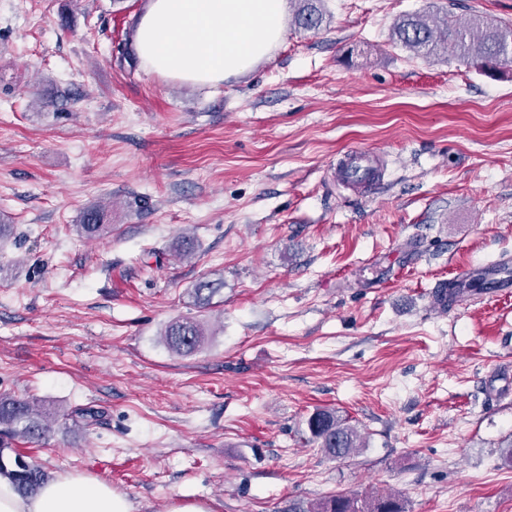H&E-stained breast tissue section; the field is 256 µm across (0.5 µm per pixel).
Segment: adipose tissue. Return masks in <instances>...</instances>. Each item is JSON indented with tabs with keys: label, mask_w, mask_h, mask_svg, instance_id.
I'll return each instance as SVG.
<instances>
[{
	"label": "adipose tissue",
	"mask_w": 512,
	"mask_h": 512,
	"mask_svg": "<svg viewBox=\"0 0 512 512\" xmlns=\"http://www.w3.org/2000/svg\"><path fill=\"white\" fill-rule=\"evenodd\" d=\"M285 0H151L135 50L146 73L214 86L250 70L285 37ZM109 484L79 473L20 495L0 479V512H132Z\"/></svg>",
	"instance_id": "ef3b65f1"
}]
</instances>
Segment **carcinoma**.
Returning <instances> with one entry per match:
<instances>
[{
	"label": "carcinoma",
	"mask_w": 512,
	"mask_h": 512,
	"mask_svg": "<svg viewBox=\"0 0 512 512\" xmlns=\"http://www.w3.org/2000/svg\"><path fill=\"white\" fill-rule=\"evenodd\" d=\"M324 13L323 0H296L294 23L304 31L315 33L322 26ZM391 32L397 42L418 57L452 56L481 71H495L512 64V26L499 25L481 16L460 21L448 11L441 16L415 13L398 19ZM107 212V207L101 204L86 209L76 225L77 231L86 236L106 232ZM222 288L221 278L199 281L194 286L198 306L209 307L213 296ZM164 340L172 352L186 356L204 343L205 329L198 320H177L166 326ZM51 427L52 419L37 401L0 393V435L33 444L45 438ZM307 427L312 441L329 458L351 457L363 448L360 431L332 410L314 412L307 420ZM5 449L7 446L0 443V478L8 480L23 496L36 494L46 481L43 468L24 460L19 453L6 457ZM311 512H404V508L399 498L385 492L362 505L355 498L336 496L315 504Z\"/></svg>",
	"instance_id": "1"
}]
</instances>
